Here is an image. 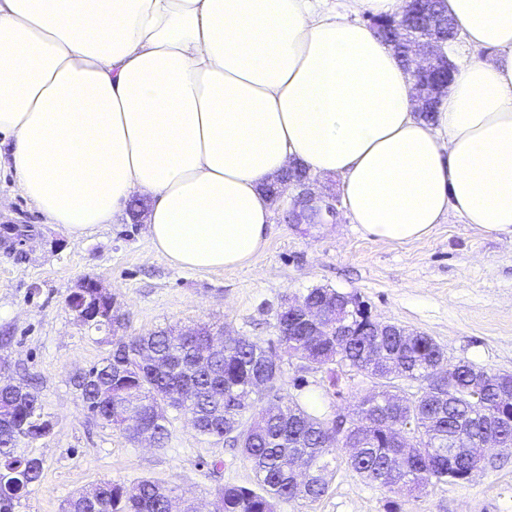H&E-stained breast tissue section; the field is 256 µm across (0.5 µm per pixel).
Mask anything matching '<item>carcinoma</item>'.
Instances as JSON below:
<instances>
[{
    "mask_svg": "<svg viewBox=\"0 0 512 512\" xmlns=\"http://www.w3.org/2000/svg\"><path fill=\"white\" fill-rule=\"evenodd\" d=\"M378 36L404 64V23L368 17ZM349 295L310 288L306 304L335 311ZM346 336L327 323L314 335L301 318L277 320V348L247 336L212 347L210 327L175 336L158 329L138 336H115L112 352L80 375L74 386L87 410L130 440L167 444V412L192 418L206 439L224 440L251 464L255 487L217 489L220 512H277L282 502H315L336 473V451L349 450L347 463L365 481L390 490L420 492L448 481L468 480L473 455L448 454L451 447L478 448L492 434L499 448L512 450V373L490 372L460 360L448 364L451 379L439 367L445 354L424 334L394 336L378 332L367 307H350ZM297 359L325 369L331 386L336 370L369 379L373 391L348 415L318 414L297 399L278 396L283 359ZM403 368L401 381L417 390L399 395L390 366ZM36 389L24 400L0 390V512H18L43 472V461L27 452L48 435V418ZM195 512L177 488L152 478L127 486L101 480L90 492L67 500L64 512Z\"/></svg>",
    "mask_w": 512,
    "mask_h": 512,
    "instance_id": "cac0c4a2",
    "label": "carcinoma"
}]
</instances>
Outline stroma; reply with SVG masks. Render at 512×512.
I'll use <instances>...</instances> for the list:
<instances>
[{"label": "stroma", "instance_id": "35a3bbf8", "mask_svg": "<svg viewBox=\"0 0 512 512\" xmlns=\"http://www.w3.org/2000/svg\"><path fill=\"white\" fill-rule=\"evenodd\" d=\"M88 280L112 293L127 336L209 324L224 337L267 346L276 340L283 296L324 287L358 296L376 320L433 337L449 361L512 373V237L481 234L457 216L426 238L398 243L365 236L342 214L332 224H292L277 206L267 242L248 264L198 272L161 256L143 221L125 215L75 237L43 223L18 196L0 211V369L36 386L54 424L29 447L43 474L23 512H62L74 493L103 479H157L201 512H210L219 487L255 484L237 450L203 439L178 411L168 413L171 438L162 448L92 417L73 378L111 352L112 333L81 325L68 305ZM283 370L280 396L341 414L372 389L349 372L335 396L324 371L298 360ZM393 505L400 512H512V451H489L472 478L413 497L367 483L342 461L325 496L282 504L280 512H388Z\"/></svg>", "mask_w": 512, "mask_h": 512}]
</instances>
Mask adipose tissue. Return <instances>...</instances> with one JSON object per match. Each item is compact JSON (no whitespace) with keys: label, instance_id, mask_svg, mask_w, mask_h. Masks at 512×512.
<instances>
[{"label":"adipose tissue","instance_id":"ef3b65f1","mask_svg":"<svg viewBox=\"0 0 512 512\" xmlns=\"http://www.w3.org/2000/svg\"><path fill=\"white\" fill-rule=\"evenodd\" d=\"M469 44L437 122L357 13L404 0H0V168L44 223L81 236L150 200L148 235L192 271L247 264L289 163L338 175L363 234L446 215L512 236V0H444Z\"/></svg>","mask_w":512,"mask_h":512}]
</instances>
